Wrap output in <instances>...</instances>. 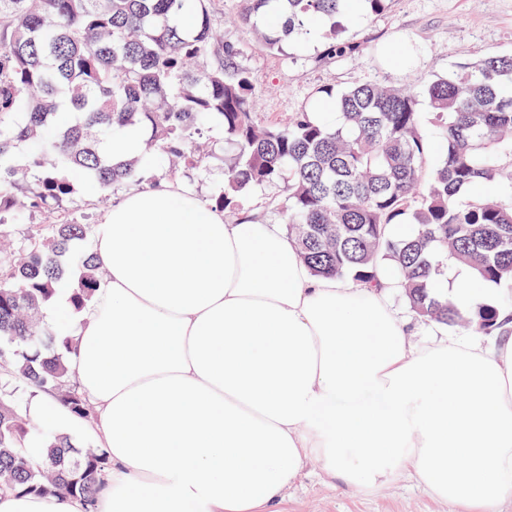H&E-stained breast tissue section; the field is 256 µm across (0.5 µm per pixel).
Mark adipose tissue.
Returning <instances> with one entry per match:
<instances>
[{"instance_id": "ef3b65f1", "label": "adipose tissue", "mask_w": 512, "mask_h": 512, "mask_svg": "<svg viewBox=\"0 0 512 512\" xmlns=\"http://www.w3.org/2000/svg\"><path fill=\"white\" fill-rule=\"evenodd\" d=\"M93 239L108 274L68 359L112 459L96 512H272L312 458L353 489L410 471L468 512L512 500V335L411 346L386 287L313 277L281 224L225 220L162 176ZM26 410L84 433L62 403ZM0 512L84 506L0 493Z\"/></svg>"}]
</instances>
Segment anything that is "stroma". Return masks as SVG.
<instances>
[{
	"label": "stroma",
	"mask_w": 512,
	"mask_h": 512,
	"mask_svg": "<svg viewBox=\"0 0 512 512\" xmlns=\"http://www.w3.org/2000/svg\"><path fill=\"white\" fill-rule=\"evenodd\" d=\"M236 0H212L211 12L224 39L238 44L242 60L260 80L261 116L282 118L300 111L314 88L382 83L416 86L447 74L459 62L512 50V0H392L373 19L350 25L346 36L358 44L351 56L323 60L322 43L306 53L266 52L254 33L236 22ZM384 44L413 48L406 68L388 66L378 49ZM277 512H466L465 507L433 499L416 481L405 478L373 491H358L326 477L310 461L289 489Z\"/></svg>",
	"instance_id": "35a3bbf8"
}]
</instances>
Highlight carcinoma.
I'll use <instances>...</instances> for the list:
<instances>
[{
	"label": "carcinoma",
	"mask_w": 512,
	"mask_h": 512,
	"mask_svg": "<svg viewBox=\"0 0 512 512\" xmlns=\"http://www.w3.org/2000/svg\"><path fill=\"white\" fill-rule=\"evenodd\" d=\"M392 0H358L372 18ZM241 26L269 52L304 51L325 27L322 57L355 53L349 0H237ZM194 16L185 28L179 17ZM210 0H0V226L46 213L42 228L0 249V491L79 497L85 512L111 466L24 414L43 392L89 413L62 345L72 313L41 319L55 288L92 298L104 269L78 246L93 225L56 215L91 181L108 200L147 159L189 181L211 174L212 124L224 132V186L210 204L227 220L254 190L280 214L316 277L376 284L385 276L416 316L467 333L512 334V52L455 65L418 92L361 84L316 89L301 111L269 123L254 112L262 85L231 41L217 46ZM332 102L338 119L321 111ZM66 110L71 119L59 121ZM147 133L145 153L112 158V137ZM25 162H15L19 146ZM500 293L466 311L439 293L443 259Z\"/></svg>",
	"instance_id": "obj_1"
}]
</instances>
